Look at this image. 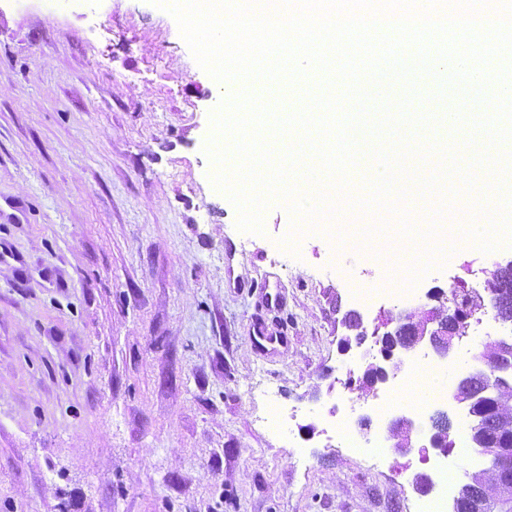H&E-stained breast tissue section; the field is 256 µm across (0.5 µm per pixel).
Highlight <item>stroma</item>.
I'll use <instances>...</instances> for the list:
<instances>
[{
  "label": "stroma",
  "instance_id": "1",
  "mask_svg": "<svg viewBox=\"0 0 512 512\" xmlns=\"http://www.w3.org/2000/svg\"><path fill=\"white\" fill-rule=\"evenodd\" d=\"M446 70L412 109L466 162L486 137L453 130ZM225 94L152 0H0V512H409L424 439L374 468L334 427L345 314L403 309L351 291L419 245L346 214L359 241L292 253L279 203L238 230L204 151ZM420 254L444 290L512 247Z\"/></svg>",
  "mask_w": 512,
  "mask_h": 512
}]
</instances>
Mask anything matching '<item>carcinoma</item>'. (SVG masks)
<instances>
[{
    "mask_svg": "<svg viewBox=\"0 0 512 512\" xmlns=\"http://www.w3.org/2000/svg\"><path fill=\"white\" fill-rule=\"evenodd\" d=\"M471 418L469 434L477 451L488 458L489 466L474 472L460 487L462 512H472L470 504L481 501L489 512H512V488L503 489V474H512V378L483 372L459 386ZM495 442L508 454L490 447Z\"/></svg>",
    "mask_w": 512,
    "mask_h": 512,
    "instance_id": "1",
    "label": "carcinoma"
}]
</instances>
